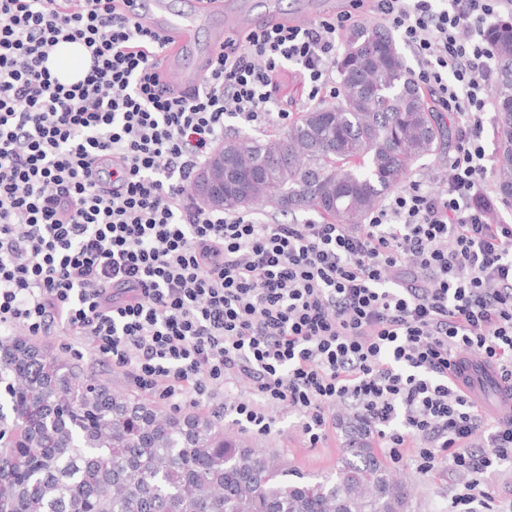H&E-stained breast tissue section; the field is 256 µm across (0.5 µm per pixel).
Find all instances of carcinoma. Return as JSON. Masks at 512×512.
Listing matches in <instances>:
<instances>
[{"instance_id": "cac0c4a2", "label": "carcinoma", "mask_w": 512, "mask_h": 512, "mask_svg": "<svg viewBox=\"0 0 512 512\" xmlns=\"http://www.w3.org/2000/svg\"><path fill=\"white\" fill-rule=\"evenodd\" d=\"M492 97L512 109V17L491 28ZM342 94L266 139L224 138L229 177L247 181L250 205L311 195L308 208L361 224L411 165L435 155L450 129L430 109L393 35L357 24L338 63ZM288 136L276 175L255 169ZM494 175L512 185V136L496 127ZM408 494L373 448L348 438L330 473L308 477L277 455L224 434L204 415L165 414L116 393L21 334L0 336V512H408Z\"/></svg>"}]
</instances>
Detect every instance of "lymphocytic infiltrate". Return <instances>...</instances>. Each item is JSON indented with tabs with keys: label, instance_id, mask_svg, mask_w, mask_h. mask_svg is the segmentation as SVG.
I'll list each match as a JSON object with an SVG mask.
<instances>
[{
	"label": "lymphocytic infiltrate",
	"instance_id": "obj_1",
	"mask_svg": "<svg viewBox=\"0 0 512 512\" xmlns=\"http://www.w3.org/2000/svg\"><path fill=\"white\" fill-rule=\"evenodd\" d=\"M121 0H0V328L61 326L173 406L249 379L225 403L271 433L295 414L310 445L346 408L389 456L464 474L451 512H493L487 482L512 463V420L488 421L448 380L465 346L512 378V223L483 138L496 52L487 30L512 0H351L308 25L225 40L201 86L174 94L161 36ZM409 49L413 77L458 119L446 189L419 181L364 224H298L208 209L189 186L227 121L275 123L285 70L310 101L335 97L353 10ZM79 42L90 65L65 84L46 62ZM427 273L416 279L412 267ZM487 433L489 444L472 445Z\"/></svg>",
	"mask_w": 512,
	"mask_h": 512
}]
</instances>
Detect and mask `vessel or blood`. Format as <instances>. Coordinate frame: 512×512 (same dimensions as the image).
Returning <instances> with one entry per match:
<instances>
[{"label": "vessel or blood", "instance_id": "1", "mask_svg": "<svg viewBox=\"0 0 512 512\" xmlns=\"http://www.w3.org/2000/svg\"><path fill=\"white\" fill-rule=\"evenodd\" d=\"M123 9L138 22L170 35L171 41L165 44L162 53L163 62L168 65L193 53L191 26L205 15L207 7L205 0H193L190 9L178 21L167 17L163 0H124ZM253 26V19L239 15L234 5H227L225 23L211 30L210 43L223 44L225 33L237 34ZM448 377L454 388L480 409L501 419L512 418V380L504 379L494 366L461 355Z\"/></svg>", "mask_w": 512, "mask_h": 512}]
</instances>
